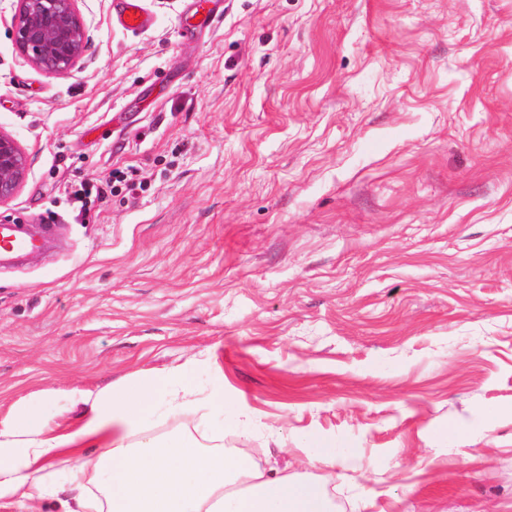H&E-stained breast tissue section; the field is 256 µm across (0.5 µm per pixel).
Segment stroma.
Returning a JSON list of instances; mask_svg holds the SVG:
<instances>
[{"mask_svg":"<svg viewBox=\"0 0 512 512\" xmlns=\"http://www.w3.org/2000/svg\"><path fill=\"white\" fill-rule=\"evenodd\" d=\"M78 0L66 76L0 0V130L28 176L0 224V427L70 431L69 392L191 363L165 439L324 481L336 512H512V0ZM100 187L77 213L72 190ZM333 447L331 467L317 444ZM60 497L98 493L107 471ZM113 21L132 30H142L150 24V17L142 5V0H114ZM127 15V19H124ZM36 247V243L17 224H0L1 265L32 252Z\"/></svg>","mask_w":512,"mask_h":512,"instance_id":"1","label":"stroma"}]
</instances>
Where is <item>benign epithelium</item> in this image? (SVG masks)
Here are the masks:
<instances>
[{"label": "benign epithelium", "instance_id": "7a95c632", "mask_svg": "<svg viewBox=\"0 0 512 512\" xmlns=\"http://www.w3.org/2000/svg\"><path fill=\"white\" fill-rule=\"evenodd\" d=\"M78 0H18L14 41L34 67L50 76L70 72L81 60L86 34ZM28 175L24 151L0 131V203L12 198Z\"/></svg>", "mask_w": 512, "mask_h": 512}]
</instances>
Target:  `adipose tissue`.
Returning <instances> with one entry per match:
<instances>
[{"mask_svg":"<svg viewBox=\"0 0 512 512\" xmlns=\"http://www.w3.org/2000/svg\"><path fill=\"white\" fill-rule=\"evenodd\" d=\"M189 371L184 364L118 392H78V401L90 406L82 424L53 436L35 408H18L13 424L0 428V500L30 512L57 493L48 473L52 462L79 458L72 479L80 481L93 468L82 450L93 445L108 467L112 491L101 502L76 498L62 512H333L322 490L304 480L265 473L229 451L202 450L190 437L159 442L145 436L143 417L156 400L172 412H190Z\"/></svg>","mask_w":512,"mask_h":512,"instance_id":"obj_1","label":"adipose tissue"}]
</instances>
